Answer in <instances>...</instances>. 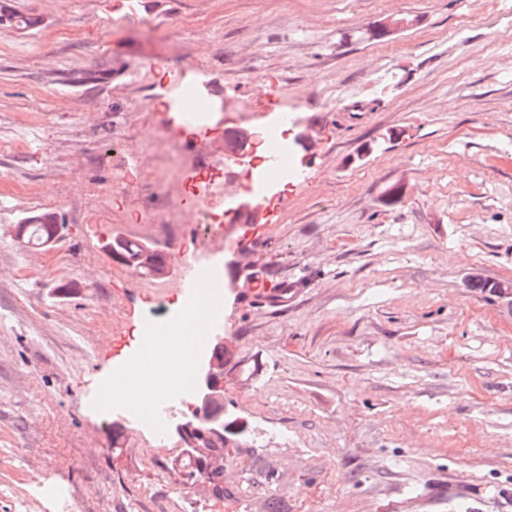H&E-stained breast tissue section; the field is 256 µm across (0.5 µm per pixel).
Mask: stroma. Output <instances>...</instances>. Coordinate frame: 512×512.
Returning a JSON list of instances; mask_svg holds the SVG:
<instances>
[{
	"mask_svg": "<svg viewBox=\"0 0 512 512\" xmlns=\"http://www.w3.org/2000/svg\"><path fill=\"white\" fill-rule=\"evenodd\" d=\"M0 27V512H512V34L476 0H7ZM416 26L378 40L377 21ZM215 131L180 135L163 103L194 75ZM95 69L77 86L70 72ZM284 101L312 162L260 228L221 240L148 223L160 191L126 170L177 144L224 164V128ZM57 211L50 250L13 224ZM167 250L180 277L114 264L103 239ZM294 284L285 303L226 293L234 337L224 497L172 469L181 448L99 384L134 324L198 271ZM78 283L63 295L60 283ZM125 430L112 445L114 419Z\"/></svg>",
	"mask_w": 512,
	"mask_h": 512,
	"instance_id": "obj_1",
	"label": "stroma"
}]
</instances>
